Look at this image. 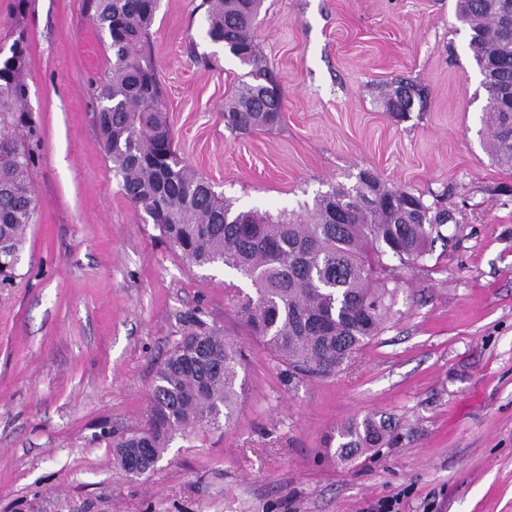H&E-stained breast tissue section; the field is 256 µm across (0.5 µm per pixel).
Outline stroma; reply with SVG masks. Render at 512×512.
Here are the masks:
<instances>
[{"mask_svg":"<svg viewBox=\"0 0 512 512\" xmlns=\"http://www.w3.org/2000/svg\"><path fill=\"white\" fill-rule=\"evenodd\" d=\"M202 0H159L143 49L174 145L234 209L291 215L361 170L456 219L402 269L380 336L327 378L289 380L237 310L248 279L198 267L120 192L98 135L108 37L92 0H0L24 28L42 130L18 276L0 292V512H512V169L492 159L486 95L456 0H264L255 31L283 98L271 130L230 131L248 68L207 35ZM423 92L386 112L399 79ZM242 347L226 428L175 439L133 479L111 431L146 418L156 371L193 321ZM372 416L377 448L327 441Z\"/></svg>","mask_w":512,"mask_h":512,"instance_id":"35a3bbf8","label":"stroma"}]
</instances>
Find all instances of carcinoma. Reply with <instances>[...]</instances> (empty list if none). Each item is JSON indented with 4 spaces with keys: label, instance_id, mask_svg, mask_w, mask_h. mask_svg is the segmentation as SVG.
<instances>
[{
    "label": "carcinoma",
    "instance_id": "cac0c4a2",
    "mask_svg": "<svg viewBox=\"0 0 512 512\" xmlns=\"http://www.w3.org/2000/svg\"><path fill=\"white\" fill-rule=\"evenodd\" d=\"M512 0H457V18L471 31L469 47L486 92L483 122L488 149L512 169V33L502 4ZM207 33L251 67L224 103L231 130L272 129L282 119L281 96L260 57L255 29L261 0H204ZM158 0H95L93 22L109 38L112 64L97 93L98 132L122 194L141 208L173 249L203 267L222 264L250 280L254 294L238 300L253 336L294 377L324 378L385 329L399 292V273L424 260L444 238L448 210L423 195L389 187L362 170L351 186L320 195L309 218L234 211L214 186L173 147L153 62L141 44ZM28 41L24 30L0 61V288L12 287L36 210L31 172L41 130L25 108ZM414 94L401 82L384 101ZM343 204L347 220L336 223ZM244 353L233 341L199 327L178 341L156 373L144 422L114 436L115 461L127 449L164 458L176 436L229 425L245 392L239 380ZM387 429L369 417L337 430L336 454L351 457L381 444Z\"/></svg>",
    "mask_w": 512,
    "mask_h": 512
}]
</instances>
